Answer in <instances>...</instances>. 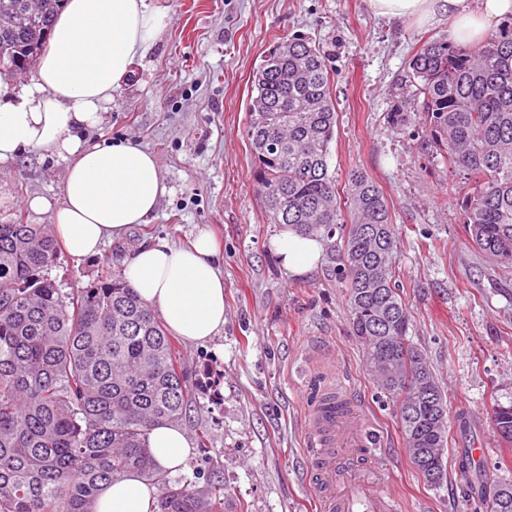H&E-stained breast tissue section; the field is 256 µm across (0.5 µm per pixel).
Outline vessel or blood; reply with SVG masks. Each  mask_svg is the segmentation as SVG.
Wrapping results in <instances>:
<instances>
[{"label":"vessel or blood","instance_id":"1","mask_svg":"<svg viewBox=\"0 0 512 512\" xmlns=\"http://www.w3.org/2000/svg\"><path fill=\"white\" fill-rule=\"evenodd\" d=\"M374 417L340 377L320 382L308 412L305 481L319 512H401Z\"/></svg>","mask_w":512,"mask_h":512}]
</instances>
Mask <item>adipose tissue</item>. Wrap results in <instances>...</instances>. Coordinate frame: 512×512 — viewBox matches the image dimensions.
<instances>
[{"mask_svg": "<svg viewBox=\"0 0 512 512\" xmlns=\"http://www.w3.org/2000/svg\"><path fill=\"white\" fill-rule=\"evenodd\" d=\"M381 16L448 17V38L477 44L494 25L512 22V0H370ZM168 23L166 11L148 0H66L34 74L24 84L0 77V168L26 152L65 163L61 198L35 195L33 212L53 211L54 234L77 259L99 256L105 240H123L149 223L168 192L156 157L130 141L90 145L85 129L100 124L112 93L131 74ZM273 244L282 266L300 276L318 267L323 243L285 230ZM219 247L205 231L186 248L150 239L124 261L123 277L157 308L173 335L205 343L224 329V275ZM156 463L180 468L192 452L184 430L158 425L149 434ZM158 490L128 474L104 486L94 512H154Z\"/></svg>", "mask_w": 512, "mask_h": 512, "instance_id": "obj_1", "label": "adipose tissue"}]
</instances>
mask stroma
<instances>
[{
    "label": "stroma",
    "mask_w": 512,
    "mask_h": 512,
    "mask_svg": "<svg viewBox=\"0 0 512 512\" xmlns=\"http://www.w3.org/2000/svg\"><path fill=\"white\" fill-rule=\"evenodd\" d=\"M169 22L112 94L89 143L135 142L157 158L169 192L150 223L134 226L102 257L60 254L52 274L85 285L146 239L188 244L200 229L221 247L224 330L203 345L179 342L194 387L180 426L195 439L209 431L172 472L175 480L224 487L221 512H314L303 482L306 414L318 383L295 373L298 357L321 351L324 369L346 380L376 417L383 452L405 512H486L465 463L485 449L482 475L512 481V446L497 435L493 409L512 404V268L491 264L470 243L463 215L444 201L448 169L419 150L418 122L393 127L389 116L408 91L399 84L413 49L448 35L444 16L422 22L376 15L369 0H151ZM299 34L330 58L338 113L330 170L370 176L385 192L401 233L393 252L411 315L409 336L426 355L448 400L447 476L427 483L411 464L395 418L352 335L345 282L325 267L288 275L272 244L270 223L254 191V160L245 135L254 68L276 38ZM63 163L26 154L0 169V224L23 216L49 224L25 201L59 202Z\"/></svg>",
    "instance_id": "35a3bbf8"
}]
</instances>
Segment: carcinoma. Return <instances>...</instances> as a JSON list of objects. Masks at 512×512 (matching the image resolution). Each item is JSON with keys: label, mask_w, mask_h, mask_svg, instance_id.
I'll return each mask as SVG.
<instances>
[{"label": "carcinoma", "mask_w": 512, "mask_h": 512, "mask_svg": "<svg viewBox=\"0 0 512 512\" xmlns=\"http://www.w3.org/2000/svg\"><path fill=\"white\" fill-rule=\"evenodd\" d=\"M0 0L14 19L0 34V75L30 64L62 0ZM410 98L393 126L415 115L420 149L450 179L472 245L512 266V23L477 46L431 39L402 77ZM246 135L257 196L272 224L326 240L336 277L348 283L354 336L380 392L395 404L405 449L448 447V403L409 339V310L391 255L398 225L383 190L363 171L329 173L337 112L324 51L300 36L276 45L253 70ZM57 239L47 224H0V512H93L100 487L134 472L158 486L156 512H215L224 487L179 488L154 462L150 429L187 416L194 393L176 343L121 277L64 291L51 276ZM512 443V405L494 409ZM476 490L488 512L498 491Z\"/></svg>", "instance_id": "obj_1"}]
</instances>
